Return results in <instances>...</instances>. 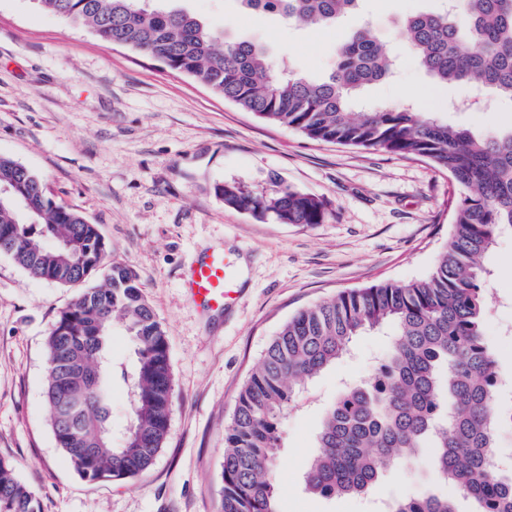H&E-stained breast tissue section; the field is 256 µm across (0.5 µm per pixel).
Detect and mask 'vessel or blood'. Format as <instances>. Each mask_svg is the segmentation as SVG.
<instances>
[{"instance_id":"obj_1","label":"vessel or blood","mask_w":512,"mask_h":512,"mask_svg":"<svg viewBox=\"0 0 512 512\" xmlns=\"http://www.w3.org/2000/svg\"><path fill=\"white\" fill-rule=\"evenodd\" d=\"M184 288L191 299L206 312L223 311L239 286L237 269L223 245L209 248L181 273Z\"/></svg>"}]
</instances>
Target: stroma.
<instances>
[{
	"label": "stroma",
	"instance_id": "obj_1",
	"mask_svg": "<svg viewBox=\"0 0 512 512\" xmlns=\"http://www.w3.org/2000/svg\"><path fill=\"white\" fill-rule=\"evenodd\" d=\"M227 35L262 44L274 62L329 76L336 47L367 25L398 58L394 78L365 99H413L454 127L485 136L512 126V104L465 108L473 89L434 83L396 28L443 0H362L336 27L300 29L239 0H182ZM0 155L43 181L57 204L95 224L114 260L137 274L167 330L174 405L153 466L125 479L80 478L57 448L45 395L46 340L75 296L30 278L0 255V458L10 461L39 512H221L224 433L242 384L297 310L372 284L425 279L446 247L459 187L427 159L310 140L267 124L194 78L91 29L0 0ZM234 182L254 194L282 184L322 199L326 223L309 228L258 220L215 193ZM220 244L241 273L221 314L201 311L179 271ZM484 332L497 356L499 405L512 408V233L485 257ZM389 348L386 333L357 337L349 354L312 378L281 424L276 470L280 512H385L395 499L430 492L473 512L437 481L431 453L383 477L368 496L322 498L303 475L323 410L345 386L368 380Z\"/></svg>",
	"mask_w": 512,
	"mask_h": 512
}]
</instances>
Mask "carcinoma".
<instances>
[{"mask_svg":"<svg viewBox=\"0 0 512 512\" xmlns=\"http://www.w3.org/2000/svg\"><path fill=\"white\" fill-rule=\"evenodd\" d=\"M45 10L88 26L122 45L194 77L260 120L307 138L431 160L460 188L446 249L428 277L343 291L303 309L282 326L241 388L224 434L221 512H278L275 478L280 424L301 386L348 354L355 339L392 330L388 358L364 386L346 388L325 411L304 481L321 497H364L386 472L414 464L433 449L436 477L455 485L476 512H512V474L491 464L498 430L512 410L497 405L500 380L485 341L488 309L485 255L512 231V130L478 138L432 113L406 106H352L369 85L391 78L398 60L364 28L336 48V66L322 81L289 69L276 72L267 50L217 32L170 0H36ZM257 13L276 12L299 26L331 27L360 0H240ZM415 58L438 84L474 83L512 102V0H454L444 12L400 22ZM0 254L30 277L80 291L47 338L52 364L46 397L55 443L82 478L132 477L162 448L174 397L166 330L135 272L108 258L95 225L56 204L41 178L0 155ZM224 204L258 220L313 226L327 220L320 199L279 188L256 195L234 182L217 188ZM54 242L48 247L39 242ZM102 273L89 285L80 266ZM130 336L135 355L130 428L115 445L103 434L113 368L100 364L89 391L72 376L92 367L89 343L101 332L110 345L112 321ZM97 448L95 456L78 449ZM0 512H36L34 498L12 465L0 460ZM388 512H457L453 501L428 493L393 501Z\"/></svg>","mask_w":512,"mask_h":512,"instance_id":"cac0c4a2","label":"carcinoma"}]
</instances>
